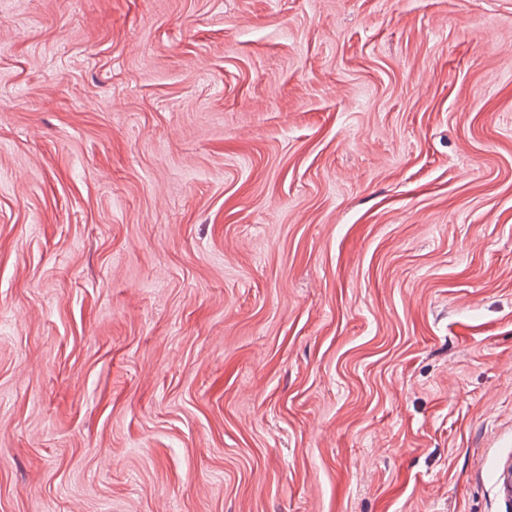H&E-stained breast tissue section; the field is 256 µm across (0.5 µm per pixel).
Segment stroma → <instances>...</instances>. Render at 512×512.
<instances>
[{"instance_id":"1","label":"stroma","mask_w":512,"mask_h":512,"mask_svg":"<svg viewBox=\"0 0 512 512\" xmlns=\"http://www.w3.org/2000/svg\"><path fill=\"white\" fill-rule=\"evenodd\" d=\"M512 0H0V512H512Z\"/></svg>"}]
</instances>
